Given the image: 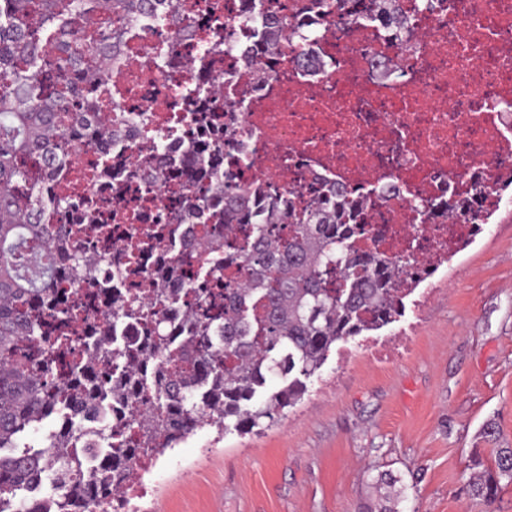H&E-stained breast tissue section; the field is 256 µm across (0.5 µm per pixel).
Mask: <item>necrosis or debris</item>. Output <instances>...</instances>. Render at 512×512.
<instances>
[{
	"instance_id": "4bbe7bcc",
	"label": "necrosis or debris",
	"mask_w": 512,
	"mask_h": 512,
	"mask_svg": "<svg viewBox=\"0 0 512 512\" xmlns=\"http://www.w3.org/2000/svg\"><path fill=\"white\" fill-rule=\"evenodd\" d=\"M398 0L414 33L393 39L381 22L345 24L318 0H197L196 35L172 41L140 19L112 70L121 106L111 154L131 169L159 162L179 170L140 198L126 174L95 177L101 157L90 132L70 136L55 190L82 201L112 196L118 231L107 269L120 297L131 241L170 216L186 190L214 196L195 176L184 102L208 89L235 117L225 170L254 189V209L309 187L343 184L346 208L361 209L360 251L414 255L411 275L431 278L466 249L512 191V0H452L428 11ZM314 68L292 62L298 37ZM163 65H156V56ZM148 111L150 126L138 123ZM145 482L114 485L88 512H141Z\"/></svg>"
}]
</instances>
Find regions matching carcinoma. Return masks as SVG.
<instances>
[{"label":"carcinoma","instance_id":"1","mask_svg":"<svg viewBox=\"0 0 512 512\" xmlns=\"http://www.w3.org/2000/svg\"><path fill=\"white\" fill-rule=\"evenodd\" d=\"M177 0H8L0 11V495L13 499L45 469L57 476L55 512H78L101 486L132 478L129 462L139 453L155 459L176 447L195 422L219 432L248 433L269 425L300 401L306 380L325 363L332 347L379 330L402 314L404 299L417 283L406 279L413 259L389 258L356 248L357 229L336 221L329 202L346 195L336 186L324 188L323 202L288 212H253L249 191L224 185V131L214 130L195 142L198 175L216 181L224 209L214 210L206 198L186 194L183 209H205L214 224L235 213L245 225L232 242L210 243L237 252L248 286L214 290L183 283L195 296L184 346L170 341L161 306L178 298L165 287L170 270L157 268L152 281L155 304L135 303L112 310V318L140 324L142 341L126 350L109 351L108 330L96 321V298L111 296L112 277L91 275L106 256L89 258L81 249L82 229L45 224L47 208L68 211L76 203L51 192L46 181L68 153L73 125L92 127L101 149L114 136L112 118L98 112H76L82 89L63 81L80 72L103 97H112L106 69L88 65L100 56L122 62L127 28L145 15L163 18L171 37L195 36L189 13L194 5ZM395 0H371L370 16L403 38L409 24L394 10ZM109 12L116 25L87 39L79 31L92 16ZM53 52L43 50V42ZM45 162V183L30 186L29 204L15 201L18 187L31 182L23 159ZM87 219L98 241L112 240V204H87ZM66 244L62 256L77 286L87 283L93 294L82 312L86 334L72 336L74 309L65 295L50 287L53 269L40 270L36 250L53 240ZM207 366L200 377L184 362ZM124 366L128 379L112 383V368ZM282 385L266 391L270 380ZM120 402L142 395L146 415L104 423L90 432L80 407L100 392ZM68 413V434L49 448L27 440L33 425ZM105 443L108 472L91 474L85 456ZM512 484V448H499L494 463L471 483V495L492 504L501 482Z\"/></svg>","mask_w":512,"mask_h":512}]
</instances>
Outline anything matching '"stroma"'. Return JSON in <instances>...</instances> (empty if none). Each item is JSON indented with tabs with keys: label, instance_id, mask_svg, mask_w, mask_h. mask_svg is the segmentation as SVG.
<instances>
[{
	"label": "stroma",
	"instance_id": "stroma-1",
	"mask_svg": "<svg viewBox=\"0 0 512 512\" xmlns=\"http://www.w3.org/2000/svg\"><path fill=\"white\" fill-rule=\"evenodd\" d=\"M432 285L433 300L411 294L378 332L413 337L410 355L373 363L357 339L338 344L273 425L205 429L167 452L146 512H359L386 470L406 486L400 512H481L471 456L512 448L511 201Z\"/></svg>",
	"mask_w": 512,
	"mask_h": 512
}]
</instances>
